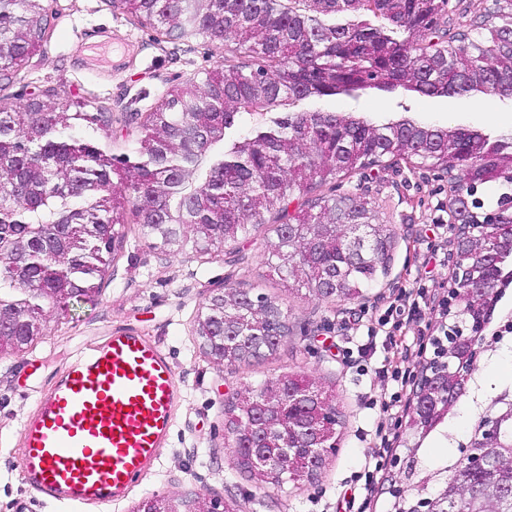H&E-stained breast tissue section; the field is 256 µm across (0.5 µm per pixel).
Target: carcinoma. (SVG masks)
I'll use <instances>...</instances> for the list:
<instances>
[{"label": "carcinoma", "instance_id": "carcinoma-1", "mask_svg": "<svg viewBox=\"0 0 512 512\" xmlns=\"http://www.w3.org/2000/svg\"><path fill=\"white\" fill-rule=\"evenodd\" d=\"M131 13L160 28L233 38L257 57L275 64L249 72L241 66L216 71L205 88L184 85L150 113L137 142V160H118L79 133L89 122L108 134V109L89 115L69 112L52 99L0 105V348L23 350L43 332L16 347L20 322L46 324L47 313H65L63 296L93 288L105 273L114 225L132 212L145 236L176 244L186 228L192 244L208 251L237 241L267 222L286 217L284 202L340 174L385 159H414L453 173L463 195L468 188L502 189L496 223L478 205L460 215L481 225L482 243L512 246L500 228L512 223V140L494 136L463 140L458 127L410 118L376 123L334 112L289 111L256 122L252 109L267 110L282 97H327L365 90L401 89L421 96L472 97L489 103L512 100V0H493V10L472 23L469 33L440 32L448 0H311L284 12L281 0H127ZM47 20L39 0H0V62L28 57L44 38ZM118 177L122 191L112 190ZM299 227L280 228L271 268L286 283H301L325 299H353L386 271L389 242L375 224L369 202L357 197L324 199L294 217ZM369 240V253L356 264L344 258L347 225ZM226 300H210L201 313L199 338L212 345L209 327L225 323L233 347L264 323L267 354L276 353L283 328L278 304L231 287ZM277 384L307 390L314 383L283 375L246 388L250 413L261 412L263 394ZM227 431L246 424L238 404L227 409ZM418 447L407 449L404 480L420 493L435 473L421 474ZM247 471L273 469V455L240 458ZM462 457L448 465L442 491L450 512H472L460 476Z\"/></svg>", "mask_w": 512, "mask_h": 512}]
</instances>
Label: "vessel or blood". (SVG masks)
<instances>
[{
    "label": "vessel or blood",
    "instance_id": "b4317fda",
    "mask_svg": "<svg viewBox=\"0 0 512 512\" xmlns=\"http://www.w3.org/2000/svg\"><path fill=\"white\" fill-rule=\"evenodd\" d=\"M180 386L167 353L132 329L76 354L22 425L25 482L69 512L122 500L169 438Z\"/></svg>",
    "mask_w": 512,
    "mask_h": 512
}]
</instances>
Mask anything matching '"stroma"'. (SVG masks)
I'll list each match as a JSON object with an SVG mask.
<instances>
[{
    "label": "stroma",
    "mask_w": 512,
    "mask_h": 512,
    "mask_svg": "<svg viewBox=\"0 0 512 512\" xmlns=\"http://www.w3.org/2000/svg\"><path fill=\"white\" fill-rule=\"evenodd\" d=\"M49 25L38 51L11 80L0 81V98L20 102L50 94L84 112L106 106L112 112L108 138L100 147L117 158L134 157L146 114L166 102L175 87L204 86L224 64L257 66L235 40L163 33L111 0H44ZM100 34L114 46H136L108 67L77 56L81 38ZM302 108L355 113L373 121L412 118L424 123L464 125L497 135L512 132V102L488 104L476 97L412 96L402 91L368 90L302 101ZM320 194H356L371 203L377 223L391 233L388 270L362 297L318 299L307 290L285 287L267 263L276 243L275 223L225 246L220 253L195 251L191 244L162 246L144 236L139 225H120L110 264L90 298L74 304L63 318L49 316L46 336L23 352L0 359V512H60L27 487L19 455L21 423L53 384L62 366L79 351L100 345L116 329H133L170 356L185 391L175 411L171 438L157 469L147 475L111 512H137L143 500L158 496L180 512L197 497L237 501L240 512H339L345 497L360 487L358 478L375 431L393 446L365 512H389V486L400 477L394 461L411 441L406 426L411 388H398L375 370L420 367L432 355L429 339L444 317L437 304L404 320L400 331L379 326L400 290L427 289L442 296L452 271L448 223V176L400 160L369 166L363 173L331 180ZM230 286L275 300L288 315L290 331L275 355L241 365L216 362L195 334L198 313L214 289ZM377 328L368 336V328ZM498 350L491 361L489 350ZM486 396L512 388V342L498 341L486 329L477 360ZM293 374L306 377L334 397L339 412L337 446L311 479L259 487L238 465L225 431L224 408L247 385ZM400 393L388 411L370 406L371 396ZM466 408L446 419L423 442L420 464L430 472L458 455L477 423Z\"/></svg>",
    "instance_id": "obj_1"
}]
</instances>
